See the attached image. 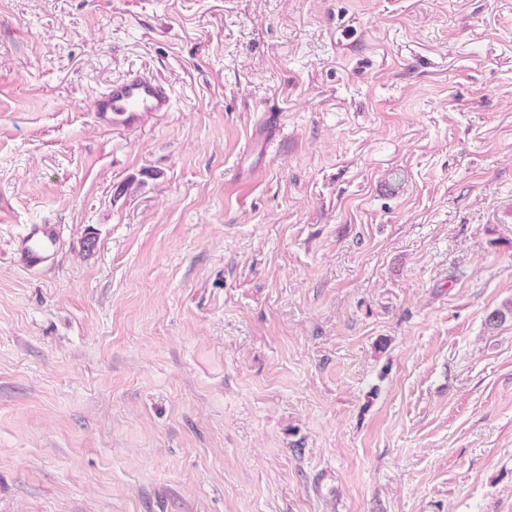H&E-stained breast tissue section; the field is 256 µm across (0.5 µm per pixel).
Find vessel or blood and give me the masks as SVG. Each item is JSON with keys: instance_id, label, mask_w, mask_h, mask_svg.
Segmentation results:
<instances>
[{"instance_id": "1", "label": "vessel or blood", "mask_w": 512, "mask_h": 512, "mask_svg": "<svg viewBox=\"0 0 512 512\" xmlns=\"http://www.w3.org/2000/svg\"><path fill=\"white\" fill-rule=\"evenodd\" d=\"M173 109L169 84L157 75L141 69L128 70L96 94L90 110L100 122L111 127L128 126L140 116ZM58 246V229L53 224L29 225L15 252L17 263L28 270L47 265Z\"/></svg>"}]
</instances>
